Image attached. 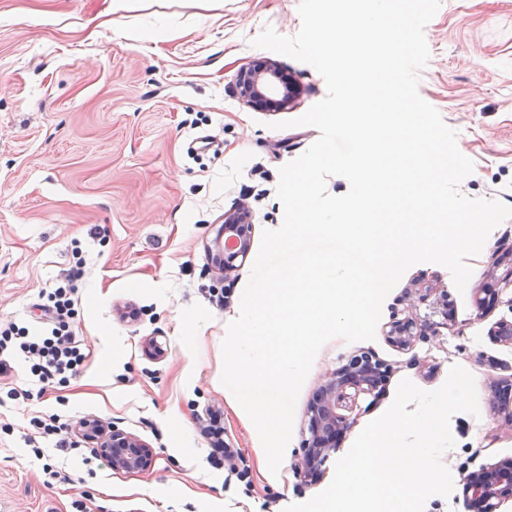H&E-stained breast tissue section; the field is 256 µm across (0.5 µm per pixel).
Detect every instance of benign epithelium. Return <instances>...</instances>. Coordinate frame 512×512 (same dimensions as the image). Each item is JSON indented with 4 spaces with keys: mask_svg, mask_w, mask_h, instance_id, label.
Here are the masks:
<instances>
[{
    "mask_svg": "<svg viewBox=\"0 0 512 512\" xmlns=\"http://www.w3.org/2000/svg\"><path fill=\"white\" fill-rule=\"evenodd\" d=\"M239 98L250 106L270 101V96L281 94L282 104L290 103L296 94L291 85L283 84L278 64L271 60L261 68H242L236 78ZM220 235L224 240L233 239L232 247L216 244L218 265L224 277L234 274L251 251L252 222L247 205H239L224 218ZM440 292L442 316L452 317L448 308V290L437 289L433 283L419 281L414 295L408 297L410 305L422 303L434 292ZM439 323L430 316H419L406 310H395L389 323L387 337L393 345L406 349L416 339L438 333ZM493 339L512 344V319H501L491 333ZM388 377V367L370 351L350 356L344 364L332 371L317 387L309 404V438L305 439L304 457L300 473L310 475L331 455L339 450V440L353 424L340 414L343 403L360 394L379 392ZM493 408L505 413V423L512 428V395L494 390ZM77 434L92 442L98 454L106 459L112 469L146 470L151 467L152 448L135 435L116 426H107L95 416H84L76 421ZM512 501V460L472 471L463 480V503L466 512H499L500 504Z\"/></svg>",
    "mask_w": 512,
    "mask_h": 512,
    "instance_id": "obj_1",
    "label": "benign epithelium"
}]
</instances>
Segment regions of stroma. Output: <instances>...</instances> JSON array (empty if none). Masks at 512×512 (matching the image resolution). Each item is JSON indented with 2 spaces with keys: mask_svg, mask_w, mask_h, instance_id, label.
<instances>
[{
  "mask_svg": "<svg viewBox=\"0 0 512 512\" xmlns=\"http://www.w3.org/2000/svg\"><path fill=\"white\" fill-rule=\"evenodd\" d=\"M299 0H0V326L34 324L39 293L85 260L77 281V326L87 354L69 385L27 401L16 355L0 376V512H283L331 483L334 461L297 475L308 437L307 411L326 375L360 350L390 368L382 395L345 408L355 423L348 452L392 403L402 379L433 391L458 364L475 378L479 416L450 420L456 441L442 456L455 487L430 497L425 512H461L470 472L512 459V429L491 408L492 388L512 378V345L489 335L512 315V288L481 312L475 295L496 286L512 264V218L469 258L457 291L437 264L410 267L385 298L375 339L335 338L319 351L299 393L293 435L271 475L254 425L222 384L221 344L240 310L252 266L222 278L208 251L224 214L248 199L252 248L280 226L278 169L318 138L291 126L327 92L310 65L252 47L265 27L284 36L301 27ZM430 50L421 97L457 131L474 163L460 185L470 197L512 206V0H442L425 28ZM276 60L299 87L287 108L241 101V68ZM447 289L453 321L440 335L403 350L385 336L392 307L417 279ZM56 413L67 424L93 415L144 440L154 462L112 469L89 444L61 451L30 420ZM216 414L233 453L213 465L203 427ZM43 449L36 458L35 449ZM53 463L64 476L43 471Z\"/></svg>",
  "mask_w": 512,
  "mask_h": 512,
  "instance_id": "stroma-1",
  "label": "stroma"
}]
</instances>
